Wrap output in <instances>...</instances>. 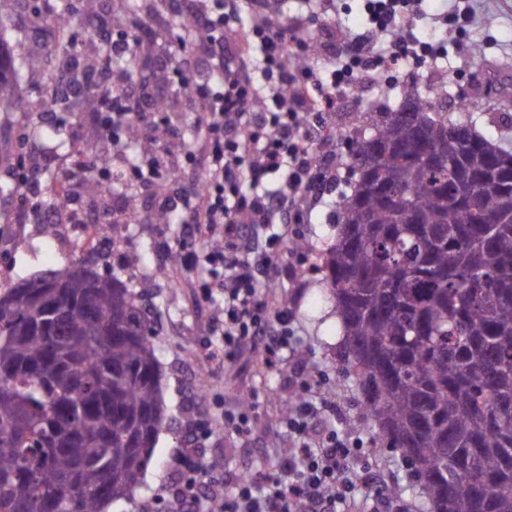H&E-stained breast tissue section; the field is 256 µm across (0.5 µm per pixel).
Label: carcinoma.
I'll use <instances>...</instances> for the list:
<instances>
[{"instance_id": "1", "label": "carcinoma", "mask_w": 512, "mask_h": 512, "mask_svg": "<svg viewBox=\"0 0 512 512\" xmlns=\"http://www.w3.org/2000/svg\"><path fill=\"white\" fill-rule=\"evenodd\" d=\"M23 51L0 35V101ZM404 95L347 139L356 179L324 291L357 397L424 512H512V153ZM63 273L73 308L51 330L36 280L0 292V512H107L164 425L142 293Z\"/></svg>"}]
</instances>
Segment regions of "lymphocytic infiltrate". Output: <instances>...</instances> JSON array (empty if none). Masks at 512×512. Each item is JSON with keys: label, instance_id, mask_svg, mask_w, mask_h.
<instances>
[{"label": "lymphocytic infiltrate", "instance_id": "f902f5d3", "mask_svg": "<svg viewBox=\"0 0 512 512\" xmlns=\"http://www.w3.org/2000/svg\"><path fill=\"white\" fill-rule=\"evenodd\" d=\"M422 0H364L365 27L347 34V47L319 66V52L307 45L305 22L280 23L268 0L258 9L233 0H167L166 11L187 17L176 40L187 52L202 56L211 78H198L175 66L174 86L187 90L198 134L193 149L169 136L170 118L161 111L134 117L128 88L134 75L99 64L94 52L67 55V69L79 70L101 91L97 131L112 144V159H90L98 186L159 187L158 211L169 210L172 195L191 170L203 174L201 189L188 202L185 236L189 246L179 254L188 270L204 268L203 300L219 305L221 352L232 358L244 344L260 347L267 363L293 345V313L270 312L255 272L275 264L282 236L276 228L298 222L320 198L323 156L312 150L322 134L315 123L319 112L336 108V95L355 77L376 71L400 58L437 63L445 52L433 37L417 36L410 22ZM304 60L288 62L286 48ZM147 145L143 166L129 167L123 147L130 140ZM9 171L21 188L22 210L41 223L54 224L58 211L42 210L35 147ZM278 176L275 194L261 192L270 176ZM252 191H244L243 179ZM207 240L202 249L193 240ZM318 409L299 397L283 426L290 449L275 472L234 483L230 492L203 476L204 463L194 456L178 460L185 480L175 497L179 512H199L219 502L222 512H350L355 502L383 503L387 489L377 477L356 473L359 443L322 426Z\"/></svg>", "mask_w": 512, "mask_h": 512}]
</instances>
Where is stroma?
Returning a JSON list of instances; mask_svg holds the SVG:
<instances>
[{"label":"stroma","mask_w":512,"mask_h":512,"mask_svg":"<svg viewBox=\"0 0 512 512\" xmlns=\"http://www.w3.org/2000/svg\"><path fill=\"white\" fill-rule=\"evenodd\" d=\"M72 8V0H57L50 13L45 12L41 0H0V34L10 40L23 39L27 45L26 54L18 61L21 78L15 97L0 104V168L7 167L17 134L39 113L41 103L53 97L59 74L57 47L65 40L53 22L57 14ZM422 8V17L415 20L417 31L452 39L457 51L449 53L437 69L420 64L390 70L387 85H363L358 99L324 113V121L340 122L353 112L397 110L408 84L421 95L436 93L448 102L478 90L481 108L451 112V119L470 122L493 144L512 152V121L502 118L503 113H512V0H479L475 23L464 27L442 19V0H424ZM363 21L361 0H321L306 31L320 45L328 37L344 36ZM342 192V187H334L308 209L297 226L296 248H282L276 266L260 276L261 282L273 284L269 294L274 306H288L294 314L292 349L270 367L256 365L255 353L249 349L233 361L209 362L207 397L201 401L185 359L214 350L217 311L215 305L200 300L197 272L164 260V252L180 243L181 228L155 223L150 190L139 192V222L132 235L116 237L98 251L76 252L66 246L65 225L17 221L13 209L20 189L0 176V246L12 247L8 257L0 258V289L21 278L83 262L109 270L130 287L148 291L161 392L170 423L156 439L133 501L113 504L111 512H173L178 488L176 460L186 446L184 425L191 416H211L222 403L231 408L241 400L249 401L251 434L241 440L220 428L199 446L197 453L205 462L224 461L223 468L212 471V479L228 489L239 471L257 475L273 470L288 442L279 425L282 403L311 375L318 381L313 395L327 402V423L358 438L362 464L389 483L393 499L406 503L409 512H420L419 484L409 480L400 457L378 442L355 394L353 379L344 369L339 320L333 302L323 292L322 276L300 264L301 258L320 252L334 239Z\"/></svg>","instance_id":"stroma-1"}]
</instances>
